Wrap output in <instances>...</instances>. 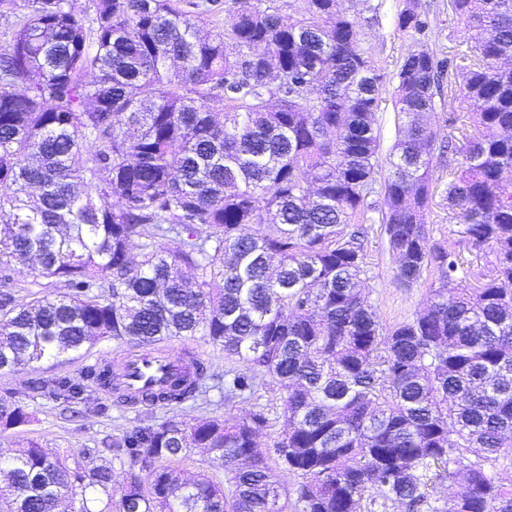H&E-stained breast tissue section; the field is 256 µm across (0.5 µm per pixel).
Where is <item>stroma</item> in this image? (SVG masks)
<instances>
[{
	"instance_id": "1",
	"label": "stroma",
	"mask_w": 512,
	"mask_h": 512,
	"mask_svg": "<svg viewBox=\"0 0 512 512\" xmlns=\"http://www.w3.org/2000/svg\"><path fill=\"white\" fill-rule=\"evenodd\" d=\"M429 7V30L426 42L438 56L448 57L467 51L469 33L456 18L449 0H423ZM400 0H383L378 17H371L366 0H343L347 12L360 23L359 38L363 47L373 49L385 70H393L396 60L403 54L407 41L398 30L395 17ZM448 175L435 174L432 199L427 211V228L432 241L444 245H458V220L448 205ZM364 274L365 294L384 328L413 319L429 301L432 281L424 279L412 287L397 282V262L390 251L381 224H373L366 245ZM128 346L112 340L97 342L89 356L74 354L72 360L44 361L19 368L14 372H0V396L13 395L23 401L32 412L28 426L0 436V448L34 439L50 448L78 455L82 448L91 446L104 436L139 423L150 424L163 419L165 412L159 407L119 403L111 392L90 386L85 403L75 411L63 410L58 403L45 398H29L27 385L39 378L76 375L85 364L116 363ZM257 402L239 399L225 403L223 388L211 387L205 396L184 405L185 416L208 414L227 419L244 416L254 410Z\"/></svg>"
}]
</instances>
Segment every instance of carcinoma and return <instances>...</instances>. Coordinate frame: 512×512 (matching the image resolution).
<instances>
[{
	"label": "carcinoma",
	"instance_id": "obj_1",
	"mask_svg": "<svg viewBox=\"0 0 512 512\" xmlns=\"http://www.w3.org/2000/svg\"><path fill=\"white\" fill-rule=\"evenodd\" d=\"M16 2L0 0V371L205 336L255 372L224 371V401L279 392L281 430L260 445L262 406L123 428L103 441L118 487L99 449L30 440L0 455V512H512L489 469L512 453V0H451L475 48L459 62L423 48L421 0L396 14L383 232L400 283L436 287L390 329L362 278L386 76L341 0L290 2L295 19L278 0ZM457 99L473 111L441 140L420 116ZM437 152L458 250L427 229ZM24 260L52 289L16 296ZM212 379L199 363L188 385L118 399L175 409ZM113 380L93 364L28 391L78 404ZM30 422L0 397V433ZM197 448L224 478L181 467Z\"/></svg>",
	"mask_w": 512,
	"mask_h": 512
}]
</instances>
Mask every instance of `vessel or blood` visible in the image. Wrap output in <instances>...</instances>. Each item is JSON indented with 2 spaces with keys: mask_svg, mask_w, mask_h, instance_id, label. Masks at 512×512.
<instances>
[{
  "mask_svg": "<svg viewBox=\"0 0 512 512\" xmlns=\"http://www.w3.org/2000/svg\"><path fill=\"white\" fill-rule=\"evenodd\" d=\"M190 369V362L183 357L168 353L166 348L151 346L127 354L119 383L126 392L139 394L169 387Z\"/></svg>",
  "mask_w": 512,
  "mask_h": 512,
  "instance_id": "vessel-or-blood-1",
  "label": "vessel or blood"
}]
</instances>
